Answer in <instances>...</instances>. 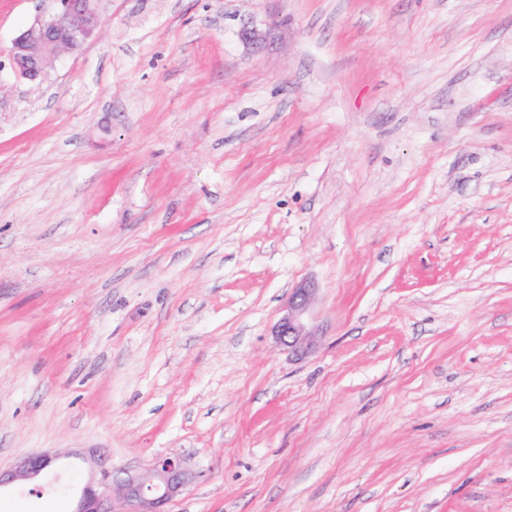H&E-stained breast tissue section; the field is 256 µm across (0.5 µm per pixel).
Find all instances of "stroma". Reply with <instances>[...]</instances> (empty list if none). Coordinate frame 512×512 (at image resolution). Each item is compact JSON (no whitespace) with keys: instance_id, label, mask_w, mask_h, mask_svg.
Instances as JSON below:
<instances>
[{"instance_id":"obj_1","label":"stroma","mask_w":512,"mask_h":512,"mask_svg":"<svg viewBox=\"0 0 512 512\" xmlns=\"http://www.w3.org/2000/svg\"><path fill=\"white\" fill-rule=\"evenodd\" d=\"M45 7L0 0V468L65 459L0 512L94 449L182 458L167 512H512V0H102L31 84ZM52 8L37 16L14 39L9 61L20 78L40 82L64 53H77L104 23L101 0H49ZM315 293L312 282L306 281L293 288L284 313L273 328L276 345L298 358L313 354L319 346L311 313Z\"/></svg>"}]
</instances>
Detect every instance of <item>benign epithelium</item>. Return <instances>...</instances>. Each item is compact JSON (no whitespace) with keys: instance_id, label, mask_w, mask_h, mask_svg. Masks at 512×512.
<instances>
[{"instance_id":"1","label":"benign epithelium","mask_w":512,"mask_h":512,"mask_svg":"<svg viewBox=\"0 0 512 512\" xmlns=\"http://www.w3.org/2000/svg\"><path fill=\"white\" fill-rule=\"evenodd\" d=\"M52 8L37 16L14 39L9 61L14 73L32 83L41 81L53 62L64 53H77L104 23L101 0H50ZM316 288L303 282L292 289L284 313L273 328L278 347L298 357L313 354L319 336L313 325L311 306ZM94 478L82 489L73 512H112V493L118 492L128 505L127 512H164V506L188 483L189 472L179 457L156 459L144 469L114 476L104 457L90 451ZM60 457L35 453L9 470H0V494L30 486L40 493L35 481L54 471Z\"/></svg>"}]
</instances>
